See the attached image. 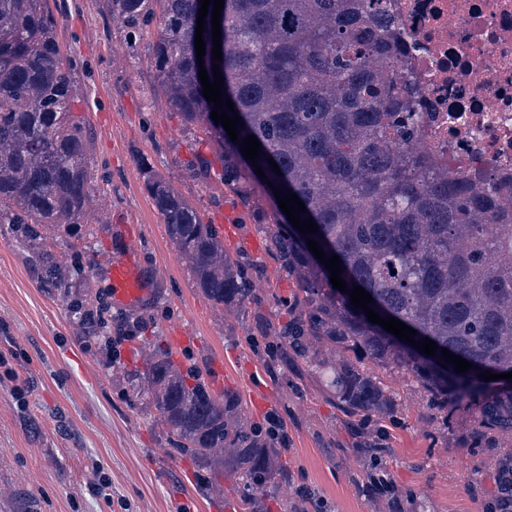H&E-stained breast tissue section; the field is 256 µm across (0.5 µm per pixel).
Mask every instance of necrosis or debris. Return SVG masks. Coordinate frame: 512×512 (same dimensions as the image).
<instances>
[{"mask_svg": "<svg viewBox=\"0 0 512 512\" xmlns=\"http://www.w3.org/2000/svg\"><path fill=\"white\" fill-rule=\"evenodd\" d=\"M437 161L512 186V0H387Z\"/></svg>", "mask_w": 512, "mask_h": 512, "instance_id": "necrosis-or-debris-1", "label": "necrosis or debris"}]
</instances>
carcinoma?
<instances>
[{
    "mask_svg": "<svg viewBox=\"0 0 512 512\" xmlns=\"http://www.w3.org/2000/svg\"><path fill=\"white\" fill-rule=\"evenodd\" d=\"M129 36L157 23L152 60L167 106L183 127L212 149L198 153L190 177L230 189L245 207L261 182L239 143L212 120L195 50L199 0H108ZM384 0H224L222 98L261 143L273 188L295 193L318 232L302 234L269 194V252L295 276L296 316L271 327L280 351L310 353L333 369L330 392L358 418L382 416L391 396L365 364L411 373L445 411L483 400L475 442L512 437V390H492L479 374L512 371V197L464 169L450 171L426 154L421 121L407 81L391 80V37L374 19ZM77 63L61 50L49 0H0V223L29 236L43 224H75L91 192L86 126L73 111ZM275 162L274 171L269 162ZM145 189L197 287L216 306L258 304L248 268L224 251L213 224L165 179L146 172ZM340 259L346 287L359 285L380 317L437 344L435 356L393 337L334 288L331 273L307 239ZM472 364L466 373L441 367V349ZM354 353L336 367L323 352ZM144 394L174 439L175 452L212 479L232 467L246 492L243 512H258L256 495L277 484L276 443L213 393L202 372L176 364L156 347L144 363Z\"/></svg>",
    "mask_w": 512,
    "mask_h": 512,
    "instance_id": "carcinoma-1",
    "label": "carcinoma"
}]
</instances>
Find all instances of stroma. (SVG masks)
Here are the masks:
<instances>
[{
  "label": "stroma",
  "mask_w": 512,
  "mask_h": 512,
  "mask_svg": "<svg viewBox=\"0 0 512 512\" xmlns=\"http://www.w3.org/2000/svg\"><path fill=\"white\" fill-rule=\"evenodd\" d=\"M62 50L78 62L75 111L87 126L95 206L79 223L43 228L41 240L0 223V512H231L242 489L225 470L216 491L201 490L198 468L174 453L153 404L136 397L143 353L159 343L175 362L210 372L213 392L236 395L254 425L281 417L279 484L266 512H303L304 496L326 512H384L371 474L398 500L395 512H498L499 448L474 449L477 406L429 409L422 385L382 370L392 417L380 457L352 445V420L302 358L266 365L275 344L267 324L288 321L294 278L267 248L265 226L245 216L235 194L186 173L198 144L159 92L151 45L156 27L130 42L106 0H53ZM164 176L217 225L224 248L254 263L261 304L222 312L177 256L163 215L144 189V170ZM136 236L151 293L141 307L112 298L111 266ZM68 271L53 287L50 271ZM103 324L84 321L85 304ZM27 393L19 409L15 389ZM111 479L93 489L96 470Z\"/></svg>",
  "instance_id": "35a3bbf8"
}]
</instances>
